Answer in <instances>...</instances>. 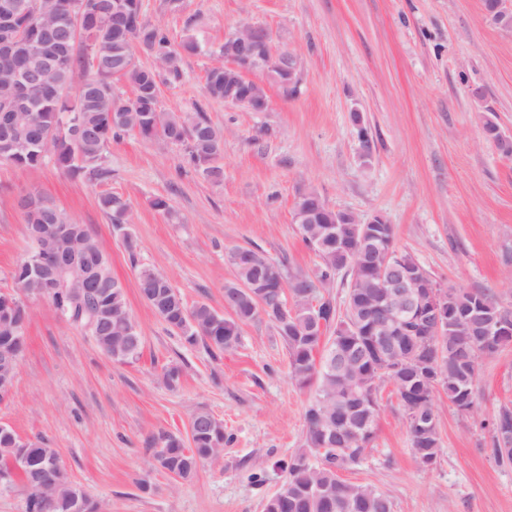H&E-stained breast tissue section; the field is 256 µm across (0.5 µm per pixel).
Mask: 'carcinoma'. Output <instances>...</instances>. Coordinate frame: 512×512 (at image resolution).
<instances>
[{
    "label": "carcinoma",
    "instance_id": "1",
    "mask_svg": "<svg viewBox=\"0 0 512 512\" xmlns=\"http://www.w3.org/2000/svg\"><path fill=\"white\" fill-rule=\"evenodd\" d=\"M194 18L185 21L188 34L178 44L162 28L148 22L142 0H50L45 12L28 16L12 28L0 26V43L14 44L27 69L40 79L28 86L25 106H16L15 60L0 55V136L8 134L19 142L7 164L18 170L53 163L72 179L94 178L103 183L109 172L102 167L103 154L112 141L133 132L155 142L161 136L183 148L188 163L209 181L224 177V132L212 125L203 112H166L157 99L161 84L176 85L182 79V60L186 54H198L205 46L191 33ZM152 56L156 67L145 69L135 62L133 46ZM224 50L205 73V91L209 98L224 99ZM131 85L133 95L126 97L115 83ZM102 210L112 224H126L130 204L110 191L99 197ZM25 222L55 224V205L40 195L28 193L21 198ZM301 241L314 247L319 258L310 274L286 273V265L262 251L247 248L228 253L236 272L235 279L224 285V300L234 308L235 318L228 321L217 315L209 304L188 305L172 282L151 266L140 265L137 279L141 297L156 316L194 346L201 343L213 353L233 349L240 340V325L261 317L271 324L288 349L290 379L300 387L314 388L305 409L306 432L302 446L281 461L285 480L296 497L276 501L270 497L264 512H346L348 500H358L356 512H393L390 498L368 484L343 480L339 473L357 465L371 443L380 409V391L387 381L386 368L399 362L398 350L409 345L417 353L423 343L413 332L387 338L388 349L377 347L368 321L361 312L379 294L377 267L385 259L397 257L409 263L430 283V273L409 253L396 247L394 227L379 225L380 237L373 243L357 241L360 259L352 266L350 255L339 250L326 236L329 227L325 210L317 209L307 199L297 201L293 211ZM103 292H78L70 288L54 291L50 301L66 321L92 336L101 352H120L119 362H132L140 355L142 340L127 345L121 331L99 322L107 310L129 311L124 289L113 295L112 268L104 260L99 268ZM347 281L343 309L329 296L317 297L318 308L304 303L308 289L329 287L337 276ZM258 284L265 288L267 309L260 315L256 302L242 292V286ZM456 307L465 310L478 306L494 313L503 309L498 297L486 289L467 291L450 289ZM293 310L285 313L287 298ZM512 343V335L487 346L475 335L472 322L448 321L437 344L448 359L463 353L466 367L448 364L439 386L417 381L410 393L395 388L406 415L411 448L424 449V456L437 460L440 451L438 425H433L419 439L413 427L415 409L435 411L439 392L457 410L472 414L478 409L475 382L479 360ZM482 425L492 431L490 452L501 465L512 464V444H500L497 430H512V408L502 406ZM363 427L367 439L357 442L347 429ZM191 446L181 437L166 433L152 437L150 445L167 440V456L158 465L183 480L191 478L200 463L214 457L227 440L224 425L208 411H197L190 420ZM17 436L0 434V473L24 451L35 459L51 458L54 449L45 444L27 443L15 447ZM52 497L40 486L27 485L25 512H71L73 497L81 492L67 471L56 473Z\"/></svg>",
    "mask_w": 512,
    "mask_h": 512
}]
</instances>
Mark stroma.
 I'll use <instances>...</instances> for the list:
<instances>
[{"mask_svg": "<svg viewBox=\"0 0 512 512\" xmlns=\"http://www.w3.org/2000/svg\"><path fill=\"white\" fill-rule=\"evenodd\" d=\"M143 9L176 41L191 15L196 35L216 45L242 24L265 26L299 59L297 92L271 84L265 111L229 106L205 94L210 59L184 56L182 80L162 86L160 105L203 111L223 129L218 183L189 167L180 148L135 134L108 146L112 177L103 184L50 163L0 164V290L12 291L10 273L29 245L19 199L36 192L102 242L142 336L139 358L118 362L48 299H25V349L0 424L45 441L102 512H264L285 477L281 461L303 442L312 389L289 380L288 349L266 321L242 324L237 347L216 356L184 344L142 299L136 263L170 276L187 304L223 310L232 249L311 272L317 258L293 210L299 192L313 191L360 218L384 216L397 247L440 286L488 289L512 304V158L484 128L492 120L512 138V30L489 18L483 0H143ZM104 188L131 204L138 262L99 205ZM159 196L174 218L152 207ZM171 364L182 370L173 389L160 379ZM475 392L471 416L438 394L441 448L426 468L385 384L374 440L342 479L384 492L393 512H512V466L494 460L480 425L512 406V344L481 360ZM200 408L224 424L222 454L193 478H174L147 441L162 432L188 438Z\"/></svg>", "mask_w": 512, "mask_h": 512, "instance_id": "stroma-1", "label": "stroma"}]
</instances>
